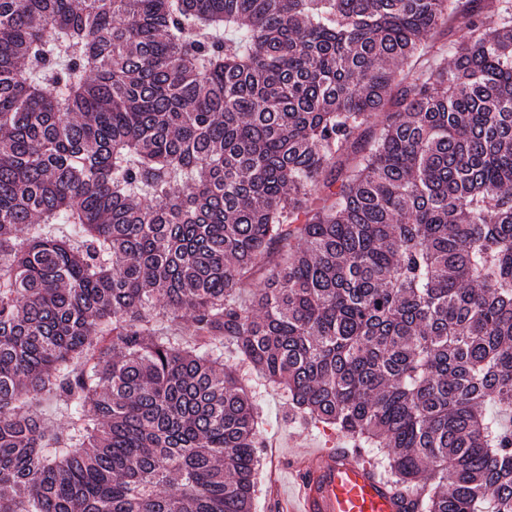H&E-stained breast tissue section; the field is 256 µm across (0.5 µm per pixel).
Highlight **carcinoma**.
<instances>
[{
	"instance_id": "obj_1",
	"label": "carcinoma",
	"mask_w": 512,
	"mask_h": 512,
	"mask_svg": "<svg viewBox=\"0 0 512 512\" xmlns=\"http://www.w3.org/2000/svg\"><path fill=\"white\" fill-rule=\"evenodd\" d=\"M454 2L0 0V512H252L226 344L403 512H512V0L391 95Z\"/></svg>"
}]
</instances>
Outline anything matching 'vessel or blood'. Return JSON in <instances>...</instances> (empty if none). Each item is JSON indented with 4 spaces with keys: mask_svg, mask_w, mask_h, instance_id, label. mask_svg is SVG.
<instances>
[{
    "mask_svg": "<svg viewBox=\"0 0 512 512\" xmlns=\"http://www.w3.org/2000/svg\"><path fill=\"white\" fill-rule=\"evenodd\" d=\"M297 508L280 512H399L401 501L368 460L339 446L293 461Z\"/></svg>",
    "mask_w": 512,
    "mask_h": 512,
    "instance_id": "vessel-or-blood-1",
    "label": "vessel or blood"
}]
</instances>
